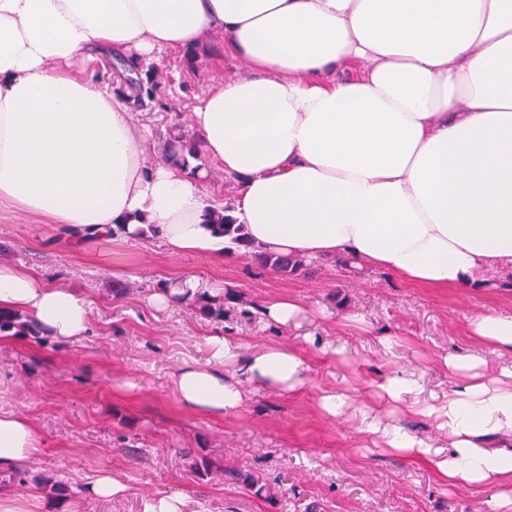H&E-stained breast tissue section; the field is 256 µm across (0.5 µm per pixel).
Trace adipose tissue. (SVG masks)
<instances>
[{"label": "adipose tissue", "mask_w": 512, "mask_h": 512, "mask_svg": "<svg viewBox=\"0 0 512 512\" xmlns=\"http://www.w3.org/2000/svg\"><path fill=\"white\" fill-rule=\"evenodd\" d=\"M217 34L239 65L193 106L197 152L231 177L232 215L259 250L350 257L431 288L471 291L512 268V0H0V208L106 237L156 233L178 254L220 252L193 154L156 150L118 84L88 71L115 53L143 65ZM0 307L70 340L90 303L0 263ZM470 336L512 353V315L471 319ZM207 364L172 391L191 412H238L251 387L294 393L309 366L295 348L241 356L215 334ZM444 404L411 373L371 381L364 433L434 463L450 486L512 504V368L448 355ZM434 418L435 445L386 421L390 406ZM41 451L32 423L0 414V478Z\"/></svg>", "instance_id": "1"}]
</instances>
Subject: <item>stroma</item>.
<instances>
[{"label":"stroma","mask_w":512,"mask_h":512,"mask_svg":"<svg viewBox=\"0 0 512 512\" xmlns=\"http://www.w3.org/2000/svg\"><path fill=\"white\" fill-rule=\"evenodd\" d=\"M207 46L192 71L183 51L160 59L176 79L164 89L170 108L137 111L157 143L194 139L192 105L233 69L221 40ZM0 262L90 302V329L79 340L0 336V411L29 419L43 442L31 473L68 488L58 499L33 482L13 483L15 498L32 501L35 512H146L169 493L183 497V512H305L312 504L319 512H490L491 490L449 488L433 467L369 443L359 410L330 417L318 397L344 373L404 370L442 401L455 381L442 363L451 353L480 358L486 375H497L512 355L474 342L468 323L487 312L511 315L512 291L425 288L368 267L352 276L331 260L313 275L289 277L242 248L175 255L154 235L76 240L67 226L2 209ZM192 275L218 289L224 319L183 304L154 307L153 292ZM288 297L310 314L301 327L260 313ZM218 332L245 355L266 344L299 349L309 364L305 386L290 395L251 391L240 411L224 416L186 411L171 378L185 362L206 363V339ZM187 451L213 462V473L188 471ZM230 468L258 477L266 494L225 482L221 472ZM104 474L124 487L107 503L88 492Z\"/></svg>","instance_id":"obj_1"}]
</instances>
